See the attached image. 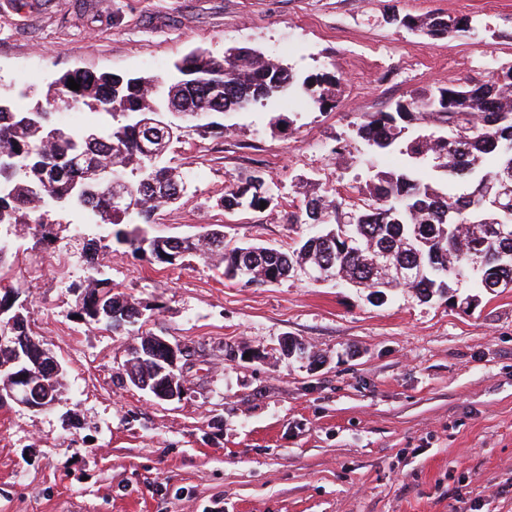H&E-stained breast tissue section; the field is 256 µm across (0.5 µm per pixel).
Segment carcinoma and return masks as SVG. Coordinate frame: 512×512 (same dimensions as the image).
Listing matches in <instances>:
<instances>
[{"mask_svg": "<svg viewBox=\"0 0 512 512\" xmlns=\"http://www.w3.org/2000/svg\"><path fill=\"white\" fill-rule=\"evenodd\" d=\"M390 23L424 33L432 39L454 38L471 27L467 16H389ZM175 73L160 83L152 76L120 77L115 74L74 70L63 73L46 93L24 90L31 97L25 109L11 95L0 93V228L34 224L49 242V212L59 203L72 202L100 222L116 227L114 239L138 254L177 265L190 256H217L224 276L262 284L276 283L296 267H320L358 288H409L429 300L449 293L459 278L470 276L475 287L495 295L512 288V266L496 267L495 253L512 251V238L499 239L494 221L509 217L512 230V189L502 193L503 211L491 209L482 190L492 184L512 186L506 176L512 161V80L490 78L478 84H457L424 91L399 101L384 112L367 113L356 124V136L375 153L397 151L403 166L377 170L359 190L366 203L359 207L341 194L305 195L289 223L308 224L311 235L287 250L260 245L224 244V235L211 232L198 238L148 236L161 206L181 200L184 176L151 160L148 122L159 119L169 106L193 120L205 113L224 115L255 104L273 102L288 94L320 110L339 102L340 77L327 71L302 75L266 59L248 48H235L216 59L193 51L174 64ZM80 89L67 87L68 79ZM65 99L73 109L89 108L111 120L92 127L54 128L50 101ZM112 165V179L85 192L93 163ZM426 167L435 179L425 181L418 171ZM254 177L224 192L226 210L262 211L275 207L270 191H257ZM359 246L344 251L343 238ZM81 303L76 314L89 323L118 332L139 319L141 312L122 294L112 292L104 278L90 275L79 284ZM15 292L0 296V335L21 336L17 321L27 323L13 309ZM39 345L30 343L20 353L0 349V385L10 381L15 369L29 363ZM129 379L156 377L166 368L156 357L128 360ZM50 401L65 392L61 374L42 376Z\"/></svg>", "mask_w": 512, "mask_h": 512, "instance_id": "cac0c4a2", "label": "carcinoma"}]
</instances>
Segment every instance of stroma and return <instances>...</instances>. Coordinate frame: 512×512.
Returning <instances> with one entry per match:
<instances>
[{
	"instance_id": "obj_1",
	"label": "stroma",
	"mask_w": 512,
	"mask_h": 512,
	"mask_svg": "<svg viewBox=\"0 0 512 512\" xmlns=\"http://www.w3.org/2000/svg\"><path fill=\"white\" fill-rule=\"evenodd\" d=\"M0 0V89L44 91L82 68L168 77L201 48L250 47L299 73L342 78L335 108L302 100L226 113L223 130L185 124L163 156L187 172L153 236L223 232L226 243L288 248L311 228L288 215L303 194L356 196L370 166L355 124L416 93L486 80L512 59V0ZM468 16L434 40L391 11ZM285 116L284 128L271 125ZM262 174L279 205L225 210L227 187ZM77 213L52 245L11 236L0 291L26 306L32 336L64 369L67 395L33 411L0 405V512H512V291L469 309L404 288L365 291L294 276L257 286L218 260L160 264ZM107 244L103 277L138 304L133 333L74 316L88 240ZM177 340L189 383L160 401L130 383L139 335ZM300 340L313 360L283 355ZM250 358H242V351Z\"/></svg>"
}]
</instances>
